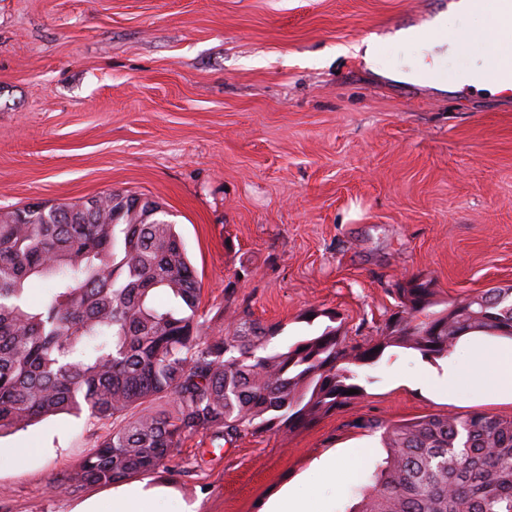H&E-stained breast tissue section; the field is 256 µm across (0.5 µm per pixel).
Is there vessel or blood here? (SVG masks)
<instances>
[{
    "label": "vessel or blood",
    "mask_w": 512,
    "mask_h": 512,
    "mask_svg": "<svg viewBox=\"0 0 512 512\" xmlns=\"http://www.w3.org/2000/svg\"><path fill=\"white\" fill-rule=\"evenodd\" d=\"M449 4H466L486 13L497 44L487 51V64L479 71L464 72L454 78L460 94H467L477 84L500 87L502 99L512 98V56L499 53L498 48L512 43V0H448Z\"/></svg>",
    "instance_id": "obj_1"
}]
</instances>
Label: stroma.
<instances>
[{
    "label": "stroma",
    "mask_w": 512,
    "mask_h": 512,
    "mask_svg": "<svg viewBox=\"0 0 512 512\" xmlns=\"http://www.w3.org/2000/svg\"><path fill=\"white\" fill-rule=\"evenodd\" d=\"M444 0H0V210L79 203L104 191L156 201L201 284L199 313L226 331L245 311L276 333L266 352L339 329L374 338L397 280L431 279L439 305L512 287V102H471L401 76L445 79L475 60L479 20L459 15L452 49L393 34ZM379 43L376 68L351 51ZM438 359L394 348L357 370L362 395L289 436L215 449L186 438L193 465L173 489L193 512H266L315 466L348 458L345 489L321 482L320 512H348L385 456L364 416L390 422L487 412L411 374ZM105 429L59 415L0 435V512H72L108 485L62 478Z\"/></svg>",
    "instance_id": "stroma-1"
}]
</instances>
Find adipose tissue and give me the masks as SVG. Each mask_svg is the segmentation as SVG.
I'll list each match as a JSON object with an SVG mask.
<instances>
[{
	"label": "adipose tissue",
	"instance_id": "obj_1",
	"mask_svg": "<svg viewBox=\"0 0 512 512\" xmlns=\"http://www.w3.org/2000/svg\"><path fill=\"white\" fill-rule=\"evenodd\" d=\"M436 381L450 396L464 390L512 401V340L478 333L462 336ZM161 497L159 490L134 484L108 498L84 502L75 512H165Z\"/></svg>",
	"mask_w": 512,
	"mask_h": 512
}]
</instances>
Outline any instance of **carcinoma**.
Here are the masks:
<instances>
[{
  "label": "carcinoma",
  "instance_id": "1",
  "mask_svg": "<svg viewBox=\"0 0 512 512\" xmlns=\"http://www.w3.org/2000/svg\"><path fill=\"white\" fill-rule=\"evenodd\" d=\"M126 195L0 211V434L50 415L107 427L65 475L71 487L182 475V439L214 448L246 434L290 435L358 399L354 368L389 348L448 356L467 332L512 339V288H490L439 312L432 281L395 283L399 310L381 334L351 345L338 329L259 355L275 329L242 313L228 331L199 322V282L165 211L133 213ZM34 280L45 297L28 301ZM386 457L349 512H512V419L486 412L386 423Z\"/></svg>",
  "mask_w": 512,
  "mask_h": 512
}]
</instances>
